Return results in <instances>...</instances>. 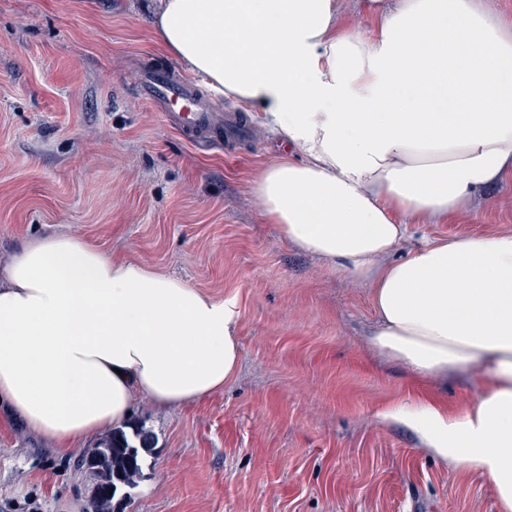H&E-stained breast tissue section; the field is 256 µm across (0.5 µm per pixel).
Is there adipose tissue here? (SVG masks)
I'll return each instance as SVG.
<instances>
[{
  "label": "adipose tissue",
  "instance_id": "ef3b65f1",
  "mask_svg": "<svg viewBox=\"0 0 512 512\" xmlns=\"http://www.w3.org/2000/svg\"><path fill=\"white\" fill-rule=\"evenodd\" d=\"M159 0L165 51L260 112L281 154L250 181L266 223L364 283L369 343L421 382L486 369L460 414L386 406L434 457L480 473L512 512V234L404 248L512 179V24L488 0ZM235 301L75 233L35 236L0 267V404L62 455L129 420L137 397L184 405L240 366Z\"/></svg>",
  "mask_w": 512,
  "mask_h": 512
}]
</instances>
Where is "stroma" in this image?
Wrapping results in <instances>:
<instances>
[{
  "instance_id": "obj_1",
  "label": "stroma",
  "mask_w": 512,
  "mask_h": 512,
  "mask_svg": "<svg viewBox=\"0 0 512 512\" xmlns=\"http://www.w3.org/2000/svg\"><path fill=\"white\" fill-rule=\"evenodd\" d=\"M155 0H0V258L31 236L82 235L118 259L236 299L237 375L222 391L132 414L154 437L143 477L115 512H499L479 473L429 456L375 414L430 396L464 412L485 384L472 371L416 381L370 348L365 284L336 278L283 241L249 193L279 140L246 105L236 154L173 134L139 95L168 66ZM448 224H412L408 244L512 233V182ZM77 454L27 434L0 406V512H88Z\"/></svg>"
}]
</instances>
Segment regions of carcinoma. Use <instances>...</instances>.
Segmentation results:
<instances>
[{
    "label": "carcinoma",
    "mask_w": 512,
    "mask_h": 512,
    "mask_svg": "<svg viewBox=\"0 0 512 512\" xmlns=\"http://www.w3.org/2000/svg\"><path fill=\"white\" fill-rule=\"evenodd\" d=\"M151 445L150 433L134 426L132 435L115 430L78 458L76 467L89 481L90 512H112L118 489L137 487L141 474L140 451L148 450Z\"/></svg>",
    "instance_id": "obj_1"
}]
</instances>
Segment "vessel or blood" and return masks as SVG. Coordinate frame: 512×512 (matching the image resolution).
<instances>
[{
	"mask_svg": "<svg viewBox=\"0 0 512 512\" xmlns=\"http://www.w3.org/2000/svg\"><path fill=\"white\" fill-rule=\"evenodd\" d=\"M142 84L146 103L185 141L199 146H220L225 137L233 135V121L214 111L197 85L165 69L146 72Z\"/></svg>",
	"mask_w": 512,
	"mask_h": 512,
	"instance_id": "1",
	"label": "vessel or blood"
}]
</instances>
